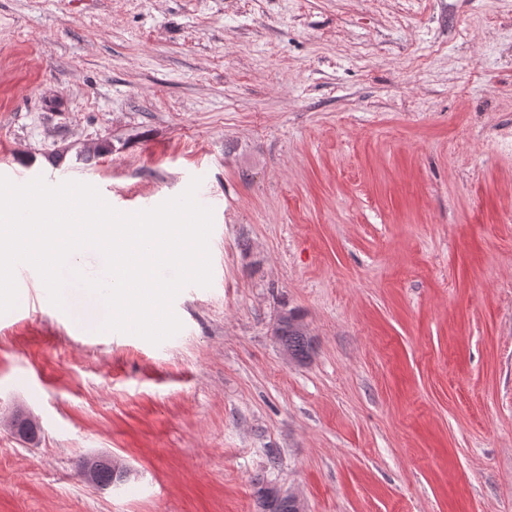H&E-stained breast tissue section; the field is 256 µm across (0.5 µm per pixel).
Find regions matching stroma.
<instances>
[{
    "instance_id": "stroma-1",
    "label": "stroma",
    "mask_w": 512,
    "mask_h": 512,
    "mask_svg": "<svg viewBox=\"0 0 512 512\" xmlns=\"http://www.w3.org/2000/svg\"><path fill=\"white\" fill-rule=\"evenodd\" d=\"M510 133L512 0H0V175L214 218L160 344L19 284L0 512H512ZM274 336L283 347L288 348L282 347L286 358L294 360L295 356L299 361H303L308 357L311 349V340L301 326L298 317L292 312H288V317L279 315L274 329ZM101 461H109L112 464V466L109 464H102L98 468L94 479L95 469ZM112 467H115L116 471L112 469ZM83 468L85 479L89 482H94V484L100 487H110L112 486V484L125 481L127 478L126 476H122L120 472H118L120 470L127 474V470L120 464V462H118V460L114 458H112V461L109 460L108 458L103 457L89 458L81 464V473L83 472ZM267 487H268V485L261 487L259 490L258 505H259L260 512H297V511L303 512V511H305L301 500L280 486L273 485L269 490L270 497L275 498V499L271 500V499L265 497L263 495V493ZM288 498L293 500L295 504L293 502L289 501ZM277 499H287L288 502L284 501V500H277ZM295 505H296V508H295ZM296 509H297V511H296Z\"/></svg>"
}]
</instances>
